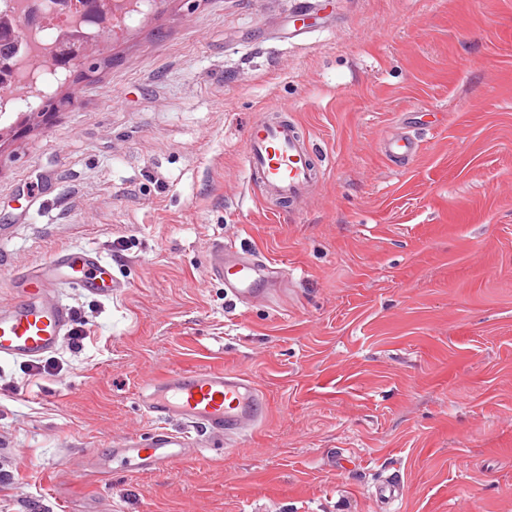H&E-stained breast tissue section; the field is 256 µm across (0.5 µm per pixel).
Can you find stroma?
<instances>
[{"instance_id":"stroma-1","label":"stroma","mask_w":512,"mask_h":512,"mask_svg":"<svg viewBox=\"0 0 512 512\" xmlns=\"http://www.w3.org/2000/svg\"><path fill=\"white\" fill-rule=\"evenodd\" d=\"M0 125V306L56 252L118 289L55 294L89 333L0 362V512H512V0H155ZM288 113L331 168L301 206L247 182L244 129ZM419 150L407 166L380 141ZM277 264L212 279L213 244ZM221 367L267 402L152 473L94 469L147 436L146 380ZM418 144L403 135L387 136L381 141V151L388 159H409L418 152ZM238 251L233 245L224 242L216 244L209 258L210 273L224 280V287L228 288L233 296L243 304L264 295L268 289L259 288L266 273L273 268L266 263L253 258L241 257L234 261L224 260V256L237 255Z\"/></svg>"}]
</instances>
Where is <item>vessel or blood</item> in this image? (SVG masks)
Here are the masks:
<instances>
[{
    "label": "vessel or blood",
    "instance_id": "obj_1",
    "mask_svg": "<svg viewBox=\"0 0 512 512\" xmlns=\"http://www.w3.org/2000/svg\"><path fill=\"white\" fill-rule=\"evenodd\" d=\"M389 159H408L418 145L403 135L381 141ZM245 169L249 184L266 195L300 203L325 172L312 161L311 149L297 125L277 106H268L246 127ZM232 245L216 244L209 258L212 275L241 303L263 294L261 282L270 268L251 258H236ZM43 289L28 293L16 305L0 310V361L34 362L52 352L73 322L71 309L51 297L49 284L65 283L93 295L111 294L116 283L98 252L83 257L58 253L48 261ZM145 412L157 422L145 438L115 444L100 457V473L112 462H124L134 472L153 471L181 460L195 431L230 439L255 427L266 404L249 377L219 368L171 371L145 384L141 396ZM175 419L179 428H168Z\"/></svg>",
    "mask_w": 512,
    "mask_h": 512
}]
</instances>
